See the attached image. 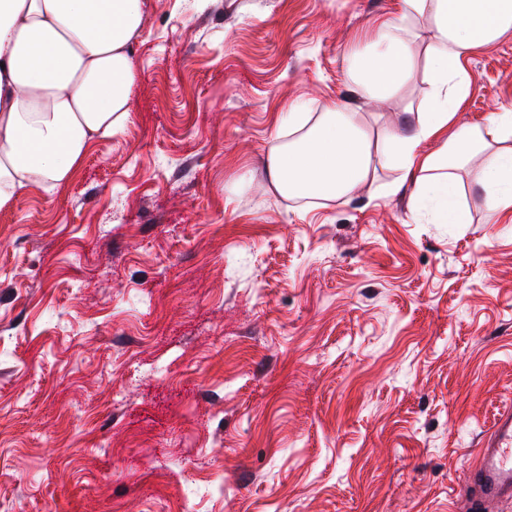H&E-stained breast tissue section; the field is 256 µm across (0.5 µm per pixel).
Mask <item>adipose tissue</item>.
I'll return each mask as SVG.
<instances>
[{"mask_svg": "<svg viewBox=\"0 0 512 512\" xmlns=\"http://www.w3.org/2000/svg\"><path fill=\"white\" fill-rule=\"evenodd\" d=\"M148 0H0V210L34 183L68 179L91 142L129 120L138 72L133 61ZM512 32V0H399L355 37L348 76L364 106L404 103L406 122L377 131L335 101L319 116L288 107V135L266 155L270 186L286 199L340 201L413 185L415 220L462 224L457 172L475 158L478 183L495 210H512V110L456 123L478 49ZM429 91L406 99L418 63ZM438 147L430 153L428 142ZM401 177L378 184L382 169Z\"/></svg>", "mask_w": 512, "mask_h": 512, "instance_id": "obj_1", "label": "adipose tissue"}]
</instances>
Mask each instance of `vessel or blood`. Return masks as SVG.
<instances>
[{
  "label": "vessel or blood",
  "instance_id": "b4317fda",
  "mask_svg": "<svg viewBox=\"0 0 512 512\" xmlns=\"http://www.w3.org/2000/svg\"><path fill=\"white\" fill-rule=\"evenodd\" d=\"M466 512H496L512 499V406L495 416L464 481Z\"/></svg>",
  "mask_w": 512,
  "mask_h": 512
}]
</instances>
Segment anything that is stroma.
Segmentation results:
<instances>
[{"mask_svg": "<svg viewBox=\"0 0 512 512\" xmlns=\"http://www.w3.org/2000/svg\"><path fill=\"white\" fill-rule=\"evenodd\" d=\"M397 0H149L129 122L0 211V512H461L512 403V212L271 192ZM459 118L512 106V33ZM251 179L240 192L232 185Z\"/></svg>", "mask_w": 512, "mask_h": 512, "instance_id": "obj_1", "label": "stroma"}]
</instances>
